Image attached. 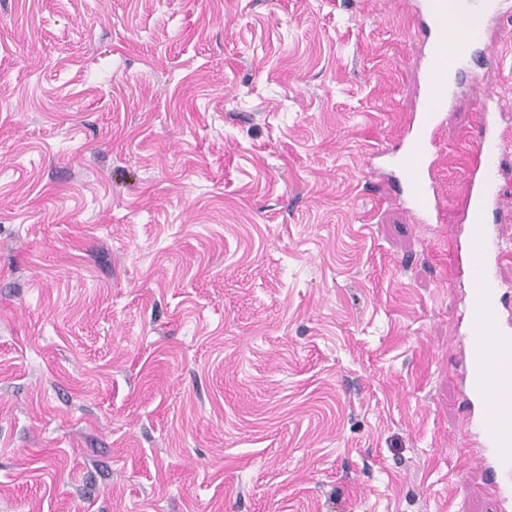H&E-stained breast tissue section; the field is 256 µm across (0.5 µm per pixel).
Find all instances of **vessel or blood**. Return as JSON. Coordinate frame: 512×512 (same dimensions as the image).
<instances>
[{
	"mask_svg": "<svg viewBox=\"0 0 512 512\" xmlns=\"http://www.w3.org/2000/svg\"><path fill=\"white\" fill-rule=\"evenodd\" d=\"M479 26L459 19L456 45L458 74H465L472 52L488 41L489 28L512 14V0H466ZM407 13L427 59L420 87V110L401 135L398 148L377 146L371 159L390 168L415 223L437 224L445 209L439 193L438 170L447 149L440 132L459 85L442 88L445 78L439 61L441 19L448 0H407ZM468 87L481 96L477 138L469 147L467 176L470 194L465 213L469 232L456 245L457 263L470 283L465 313L467 350L464 381L467 399L477 404V416L468 417L464 434L479 470L493 491L498 512H512V313L502 310L500 284L494 270L503 252L488 225L490 212L501 202V174L495 159L512 147V124L502 121L505 104L499 94L485 89L482 79L471 78Z\"/></svg>",
	"mask_w": 512,
	"mask_h": 512,
	"instance_id": "vessel-or-blood-1",
	"label": "vessel or blood"
}]
</instances>
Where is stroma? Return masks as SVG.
Instances as JSON below:
<instances>
[{"instance_id": "35a3bbf8", "label": "stroma", "mask_w": 512, "mask_h": 512, "mask_svg": "<svg viewBox=\"0 0 512 512\" xmlns=\"http://www.w3.org/2000/svg\"><path fill=\"white\" fill-rule=\"evenodd\" d=\"M484 80L512 103V22ZM396 0H0V512H497L463 153L413 223Z\"/></svg>"}]
</instances>
